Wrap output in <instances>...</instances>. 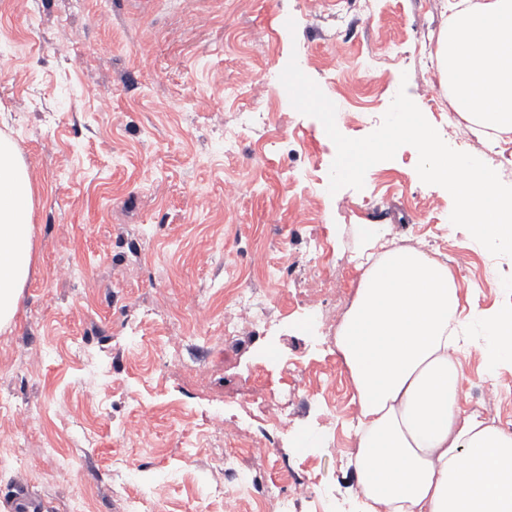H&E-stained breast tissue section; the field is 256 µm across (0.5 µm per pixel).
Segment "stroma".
Here are the masks:
<instances>
[{
	"label": "stroma",
	"mask_w": 512,
	"mask_h": 512,
	"mask_svg": "<svg viewBox=\"0 0 512 512\" xmlns=\"http://www.w3.org/2000/svg\"><path fill=\"white\" fill-rule=\"evenodd\" d=\"M448 27L444 0H375L371 19H357L346 0H324L311 15L305 0H0V133L12 138L34 185L33 275L16 321L0 331V394L28 403L45 419L26 430L23 418L0 415V512L23 484L41 512H128L158 475L170 481L165 512H221L213 487L223 484L221 460L233 456L249 476L279 480L290 489L302 478L315 485L291 512H364L349 464L357 407L349 372L335 345L306 335L308 301L297 285L303 268L291 264L307 240L323 237L334 254L369 253L360 226L387 224L397 236H433L455 248L467 268L460 305L494 312L512 307V256L492 255L463 228L450 224L453 199L417 172V150L402 146L373 165L363 189L329 194L336 147L321 122L295 110L281 82L261 98L239 89L237 73H279L289 60L333 102L344 84L359 85L363 117L344 127L362 138L379 127L398 90L413 97L426 119L447 136L451 104L434 62L439 33ZM340 47L341 74L327 67ZM398 47V66L378 61L364 71L371 47ZM429 95H422V88ZM112 98L97 111L86 90ZM263 113L240 129L238 113ZM235 141L224 152L214 132ZM238 178L234 213L212 210L224 181ZM350 198L344 208L342 198ZM277 211V223L266 215ZM74 275L56 281L57 264ZM295 281L279 291L277 275ZM491 279L493 288L481 287ZM269 292L278 333L252 329L225 338L197 334L180 302L193 291L216 318L239 284ZM142 324L133 342L113 339L129 320ZM464 372L471 384L512 389V365L487 375L479 357V325H471ZM182 339L181 355L202 361L205 374L155 362L168 337ZM105 358L110 377L99 401L86 407L80 391L84 363L75 344ZM275 344L284 364L265 356ZM336 372V425L326 428L320 371ZM294 387L288 433L265 459L243 455L233 441L205 434L213 409L225 420L246 419L248 401L267 389L271 401ZM152 410L158 446L133 448L118 438L140 408ZM305 436L298 452L295 434ZM344 444L328 453L326 437ZM16 455L26 473L7 466ZM73 480L59 483L58 460Z\"/></svg>",
	"instance_id": "35a3bbf8"
}]
</instances>
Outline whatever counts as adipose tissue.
Listing matches in <instances>:
<instances>
[{"label":"adipose tissue","mask_w":512,"mask_h":512,"mask_svg":"<svg viewBox=\"0 0 512 512\" xmlns=\"http://www.w3.org/2000/svg\"><path fill=\"white\" fill-rule=\"evenodd\" d=\"M436 70L456 112L512 132V0H445ZM33 181L0 136V330L15 319L32 273ZM387 226L336 333L359 405L356 489L367 512H512V434L468 411L458 328L479 322L487 370L512 362V309L459 307L451 270L397 246Z\"/></svg>","instance_id":"1"}]
</instances>
